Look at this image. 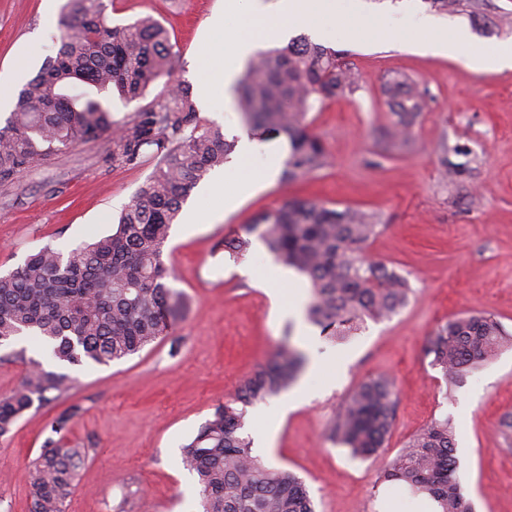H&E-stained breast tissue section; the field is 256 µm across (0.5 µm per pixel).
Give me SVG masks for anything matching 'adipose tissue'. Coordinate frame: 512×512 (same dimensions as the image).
I'll use <instances>...</instances> for the list:
<instances>
[{
  "label": "adipose tissue",
  "mask_w": 512,
  "mask_h": 512,
  "mask_svg": "<svg viewBox=\"0 0 512 512\" xmlns=\"http://www.w3.org/2000/svg\"><path fill=\"white\" fill-rule=\"evenodd\" d=\"M246 10L253 22L275 35L284 36L295 28H303L325 36L336 27V0H224L225 14ZM216 26L224 30V44L229 52L224 56V67L219 77L224 84L225 97H232L239 72L253 54L257 39L239 30L225 27L223 17L216 18ZM398 46L421 56L455 58L465 57L468 66L476 71L512 69V48L493 49L476 42L470 33L459 27H442L429 17L412 19L409 30L388 29L383 18L359 16L346 31L348 41L367 45L383 35Z\"/></svg>",
  "instance_id": "1"
}]
</instances>
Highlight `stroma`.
<instances>
[{
  "label": "stroma",
  "instance_id": "obj_1",
  "mask_svg": "<svg viewBox=\"0 0 512 512\" xmlns=\"http://www.w3.org/2000/svg\"><path fill=\"white\" fill-rule=\"evenodd\" d=\"M66 0H0V123L20 88L54 54L58 15ZM113 23L152 16L169 32L174 68L168 82L199 87L215 63L205 45L224 42L211 18L224 0H105ZM389 23L425 14L467 27L477 39L512 44V0H462L461 14L428 0H363ZM339 18L324 46L357 71L360 87L339 92L309 112L310 130L329 155L324 168L287 184L275 179L259 192L251 183L267 164L274 134L258 140L252 157L233 172L228 193L211 196L200 183L172 225L163 259L168 283L188 299L168 338L107 365L71 369L67 394L34 404L0 438V512H29L31 461L51 420L72 404L82 411L68 440L87 448L66 512H200V487L181 464L182 447L233 396L238 384L269 360L284 340L304 350L308 364L288 394L312 397L282 411L281 397L246 415L245 435L272 436L259 450L267 464L301 477L315 512H431L423 496L396 492L381 478L385 463L433 419L454 427L459 476L475 512H512V442L500 433L512 413V343L451 386L427 353L430 337L448 319L485 311L512 334V71L470 69L457 59L411 53L381 39L351 44ZM401 71L426 93L407 145L388 142L393 115L382 85ZM203 123L242 131L237 109H225L224 88L195 98ZM111 134L70 146L0 183V274L50 245L67 251L112 234L120 212L147 183L154 162L113 163ZM378 215L382 230L366 256L406 275L410 303L382 321H366L347 343L327 341L307 319V280L277 263L261 241L233 262L218 252L225 237L257 215L291 199ZM42 346L20 336L0 346V396L21 382ZM389 378L397 394L391 433L378 454L352 458L326 430L349 392L365 379Z\"/></svg>",
  "mask_w": 512,
  "mask_h": 512
}]
</instances>
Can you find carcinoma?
Segmentation results:
<instances>
[{"label": "carcinoma", "instance_id": "obj_1", "mask_svg": "<svg viewBox=\"0 0 512 512\" xmlns=\"http://www.w3.org/2000/svg\"><path fill=\"white\" fill-rule=\"evenodd\" d=\"M56 52L17 93L0 125V182H8L62 147L112 131V161L134 166L157 160L147 184L126 205L115 232L63 252L43 247L0 276V345L30 333L52 346L59 367L33 362L18 388L0 398V436L10 433L34 402L70 389L65 369L108 365L168 335L188 308L183 292L166 282L164 247L172 224L193 189L235 148L215 124L203 125L186 81L166 87L162 101L135 108L126 122L112 121L101 97L117 92L128 103L169 73L173 44L150 16L112 24L104 0H67L58 21ZM358 75L335 50L299 35L287 46L252 58L237 87L238 111L249 131L284 134L290 150L282 180L291 182L327 163L321 141L308 130L316 103L353 90ZM384 94L393 128L405 137L424 111L425 92L410 77L392 74ZM380 231L378 218L360 210H337L308 200L256 216L243 233L224 239L232 260L243 258L257 235L275 259L307 277V318L331 342L355 335L365 319H388L414 293L407 277L368 260L363 250ZM506 336L487 312L448 320L429 341L427 354L449 384L492 356ZM304 353L290 343L258 365L231 399L214 408L183 446L182 464L201 488L203 512H315L304 481L294 472L265 465L242 435L246 408L275 397L299 378ZM395 410L391 382H362L342 403L328 438L350 456L368 459L383 447ZM73 404L48 426L32 460L31 512H65L88 449L66 442ZM454 428L433 420L389 460L382 472L436 512H473L458 478Z\"/></svg>", "mask_w": 512, "mask_h": 512}]
</instances>
